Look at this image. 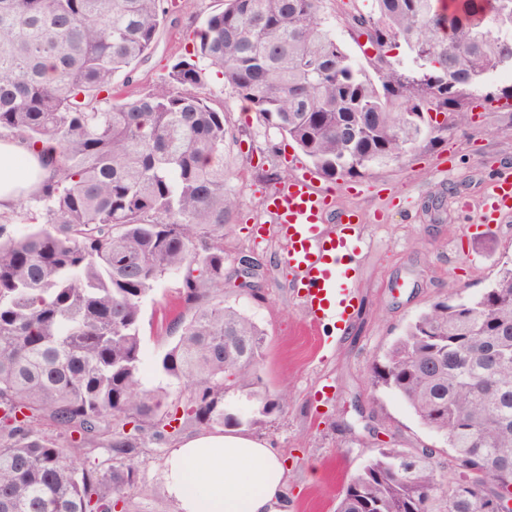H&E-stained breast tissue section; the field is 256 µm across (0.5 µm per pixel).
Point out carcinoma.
<instances>
[{"label": "carcinoma", "instance_id": "cac0c4a2", "mask_svg": "<svg viewBox=\"0 0 512 512\" xmlns=\"http://www.w3.org/2000/svg\"><path fill=\"white\" fill-rule=\"evenodd\" d=\"M352 17L377 48L403 41L422 75L373 78L325 23L324 0H215L191 47L123 97L170 19L165 0H0V138L54 145L55 173L0 215V512H114L137 489V449L194 424L241 425L233 389L268 415L265 332L224 302V111L205 66L327 180L398 161L425 134L427 97L512 67V0H375ZM415 117H410V114ZM8 224H29L10 234ZM183 274L160 361L171 405L142 382L143 299ZM466 461L485 497L512 487V263L468 298L432 303L371 367ZM336 512H477L436 451L379 448Z\"/></svg>", "mask_w": 512, "mask_h": 512}]
</instances>
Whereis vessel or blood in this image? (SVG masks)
Wrapping results in <instances>:
<instances>
[{"mask_svg":"<svg viewBox=\"0 0 512 512\" xmlns=\"http://www.w3.org/2000/svg\"><path fill=\"white\" fill-rule=\"evenodd\" d=\"M332 206V194L315 177L301 174L278 183L266 199L265 213L278 226L285 260L295 272V286L311 322L337 328L355 308L352 273L362 252V240L344 230L345 225L360 221L352 210L342 212L340 229L326 231L324 224ZM510 211L512 173L503 172L490 186L479 221L494 224Z\"/></svg>","mask_w":512,"mask_h":512,"instance_id":"vessel-or-blood-1","label":"vessel or blood"}]
</instances>
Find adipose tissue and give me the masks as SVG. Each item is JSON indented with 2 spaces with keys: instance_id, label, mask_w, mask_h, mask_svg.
Here are the masks:
<instances>
[{
  "instance_id": "adipose-tissue-1",
  "label": "adipose tissue",
  "mask_w": 512,
  "mask_h": 512,
  "mask_svg": "<svg viewBox=\"0 0 512 512\" xmlns=\"http://www.w3.org/2000/svg\"><path fill=\"white\" fill-rule=\"evenodd\" d=\"M50 154L46 144L0 139V212L50 178ZM165 479L178 512H288L280 453L236 428L180 442L166 461Z\"/></svg>"
}]
</instances>
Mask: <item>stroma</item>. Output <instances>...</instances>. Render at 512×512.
I'll use <instances>...</instances> for the list:
<instances>
[{"mask_svg":"<svg viewBox=\"0 0 512 512\" xmlns=\"http://www.w3.org/2000/svg\"><path fill=\"white\" fill-rule=\"evenodd\" d=\"M175 23L166 28L139 86L152 88L172 55L189 42L213 0H171ZM324 17L336 39L362 66L384 53L406 77L419 69L400 42L376 51L350 29L352 16L375 12V0H325ZM200 94L224 112L227 130L224 165L228 188L239 200L224 234V255L260 265V294L252 296L236 277L224 281V300L253 317L267 332L259 376L264 388L287 390L282 411L260 415L258 405L239 392L224 395L246 433L270 442L288 465V512H334L348 479L380 446L411 450L428 446L447 460L443 441L422 426L395 396L373 391L372 363L418 313L448 295L470 296L493 282L512 260V213L484 226L463 213L459 200L479 204L497 173L512 169V70L491 72L458 95L459 110L424 113L427 136L403 159L375 165L331 182L337 210L358 212L355 231L363 251L355 272V309L341 333L325 337L305 315L294 276L283 261L276 225H260L265 198L278 174L291 171L298 146L237 96L222 76L207 72ZM470 124L456 121L457 111ZM171 274L143 301L142 381L181 387L158 368L173 339L164 315L181 285ZM193 425L160 445L140 449L139 487L128 512H178L164 483V464L179 440L201 434Z\"/></svg>","mask_w":512,"mask_h":512,"instance_id":"35a3bbf8","label":"stroma"}]
</instances>
